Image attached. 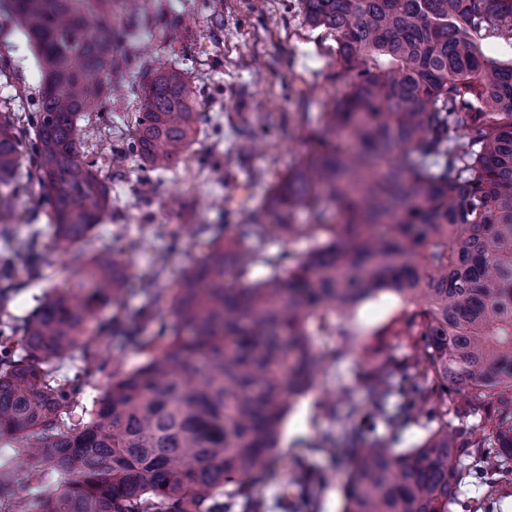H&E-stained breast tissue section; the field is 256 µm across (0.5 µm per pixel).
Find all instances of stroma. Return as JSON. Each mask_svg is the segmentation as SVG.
Masks as SVG:
<instances>
[{
	"label": "stroma",
	"instance_id": "stroma-1",
	"mask_svg": "<svg viewBox=\"0 0 512 512\" xmlns=\"http://www.w3.org/2000/svg\"><path fill=\"white\" fill-rule=\"evenodd\" d=\"M141 2L161 18L186 19L177 41L156 27L144 34L135 51L184 70L196 90L197 109L206 115L188 151L169 170L148 175L129 160L101 173L111 187L112 211L83 249L88 254L103 247L124 249L134 274L121 307L101 308L94 324L108 327L119 313L147 339L172 316L165 298L155 305L153 321H141V274L160 259L165 265L162 286L180 281L206 249L197 226L220 224L230 236L247 214L260 211L271 184L301 159L307 135L318 127L323 105L337 85L336 57L331 52L335 42L324 30L304 24L296 0H222L218 12L204 0ZM39 90L34 55L11 17L0 12V113L29 111ZM141 110V100L131 90L113 98L104 113H85L80 127L88 158L108 155L130 138ZM266 112L283 115V124L269 129L259 151L239 154L237 129L244 119ZM48 209L32 181L16 198L11 214L0 217V256L7 254L9 240L27 237L33 230L38 233L43 279H32L23 263L14 267L19 291L10 310L19 319L37 307L49 286L60 284L59 270L67 261L46 217ZM403 308L398 297L385 293L362 303L351 320L332 316L311 323V340L324 362L313 388L295 400L281 427L274 471L264 489L266 512H281L283 485L301 465L327 476L313 512H342L347 450L342 423L326 399L346 391L354 401L365 402L367 363L354 352L361 343L379 342L386 354L398 359L410 354L405 337L382 333ZM149 357V351L139 346L125 347L118 361L87 377L80 404L93 407L110 372L132 371ZM16 446L15 440L0 439V464L14 470L19 498L33 500L62 490L59 480H31Z\"/></svg>",
	"mask_w": 512,
	"mask_h": 512
}]
</instances>
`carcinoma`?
Listing matches in <instances>:
<instances>
[{
    "label": "carcinoma",
    "mask_w": 512,
    "mask_h": 512,
    "mask_svg": "<svg viewBox=\"0 0 512 512\" xmlns=\"http://www.w3.org/2000/svg\"><path fill=\"white\" fill-rule=\"evenodd\" d=\"M304 23L336 43V82L301 162L269 189L270 224H206L209 248L172 288L157 287L163 260L140 276L143 318L163 297L171 331L147 343L123 316L112 336L150 348L140 367L110 375L91 411H77L89 369L61 383L53 359L94 339L98 308L120 306L132 262L108 247L74 251L112 206L100 167L82 150L78 121L121 93L134 59L115 40L153 25L140 0H0L33 50L42 90L35 110L0 116V209L20 190L27 130L30 163L48 198L49 223L80 277L54 289L20 325L0 330V435L40 482L66 489L30 503L14 498L0 466L6 512H263L262 484L293 401L323 358L309 324L344 318L383 292L407 308L385 332L405 336L399 360L363 349L370 406L352 402L344 436L357 449L343 512H501L499 474L512 475V62L482 50L512 37V0H298ZM134 135L108 166L129 158L150 172L177 162L205 115L179 68L144 58ZM256 123L239 129L249 154ZM306 211L310 223L296 224ZM322 236L302 256L271 254L273 233ZM13 257L41 276L34 237ZM262 264L267 275L246 279ZM11 264L0 261V313L9 315ZM234 271L241 278L226 281ZM21 334L15 357L6 332ZM476 422L448 432V403ZM428 413L437 427L396 452L365 430ZM487 493L458 500L464 476ZM322 476L300 473L283 512H312ZM233 486L229 493L224 487Z\"/></svg>",
    "instance_id": "1"
}]
</instances>
